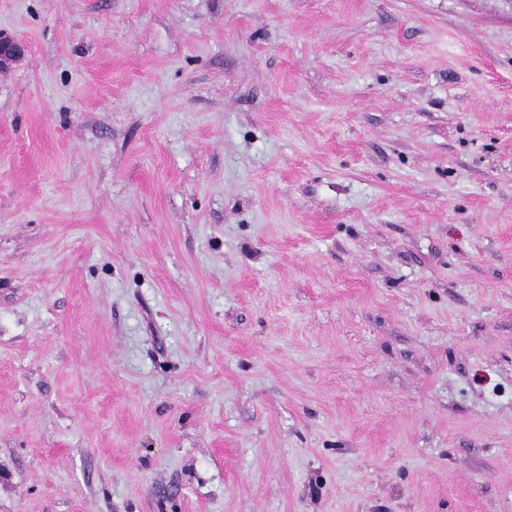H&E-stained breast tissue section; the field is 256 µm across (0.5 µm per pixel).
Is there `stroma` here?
<instances>
[{
  "instance_id": "35a3bbf8",
  "label": "stroma",
  "mask_w": 512,
  "mask_h": 512,
  "mask_svg": "<svg viewBox=\"0 0 512 512\" xmlns=\"http://www.w3.org/2000/svg\"><path fill=\"white\" fill-rule=\"evenodd\" d=\"M0 36V512H512V0Z\"/></svg>"
}]
</instances>
